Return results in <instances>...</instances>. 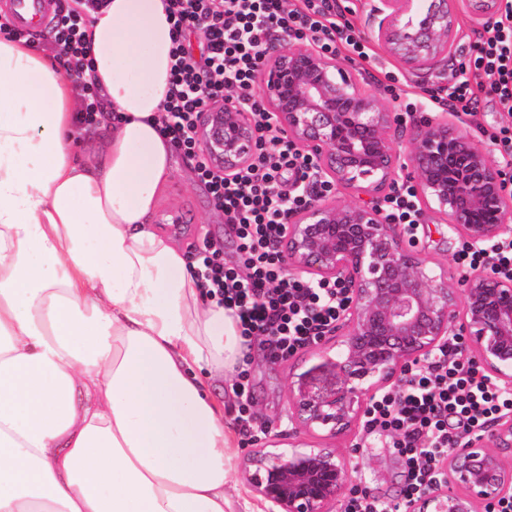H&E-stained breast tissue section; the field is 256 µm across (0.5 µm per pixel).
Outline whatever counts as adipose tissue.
<instances>
[{"label":"adipose tissue","mask_w":512,"mask_h":512,"mask_svg":"<svg viewBox=\"0 0 512 512\" xmlns=\"http://www.w3.org/2000/svg\"><path fill=\"white\" fill-rule=\"evenodd\" d=\"M85 37L107 116L83 159L72 79L0 39V512H236L210 387L245 339L151 223L165 0H109Z\"/></svg>","instance_id":"adipose-tissue-1"}]
</instances>
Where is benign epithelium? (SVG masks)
Here are the masks:
<instances>
[{
    "label": "benign epithelium",
    "instance_id": "1",
    "mask_svg": "<svg viewBox=\"0 0 512 512\" xmlns=\"http://www.w3.org/2000/svg\"><path fill=\"white\" fill-rule=\"evenodd\" d=\"M452 0H379L374 40L412 72L448 55L455 38ZM258 82L267 111L323 178L360 203L323 195L295 211L279 251L288 271L336 282L349 300L336 332L314 349L322 372L289 387L288 447L277 434L242 459L247 485L266 512H336L353 486L351 462L306 437L354 431L381 393L397 388L403 371L465 337L466 351L505 387H512V280L473 271L462 296L448 274L429 266L406 228L392 224L380 202L411 167L419 215L438 214L472 247L512 237V194L504 172L456 120L441 112L409 130L381 98L336 57L311 43L270 50ZM408 156L396 149L400 134ZM197 143L209 164L229 174L251 162L255 121L229 101L200 114ZM440 477L405 501L406 512H476L512 498V418L465 439L437 463Z\"/></svg>",
    "mask_w": 512,
    "mask_h": 512
}]
</instances>
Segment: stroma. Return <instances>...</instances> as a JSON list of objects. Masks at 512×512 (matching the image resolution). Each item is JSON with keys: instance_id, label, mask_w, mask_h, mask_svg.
Segmentation results:
<instances>
[{"instance_id": "stroma-1", "label": "stroma", "mask_w": 512, "mask_h": 512, "mask_svg": "<svg viewBox=\"0 0 512 512\" xmlns=\"http://www.w3.org/2000/svg\"><path fill=\"white\" fill-rule=\"evenodd\" d=\"M377 4L378 0H343L341 7L362 37L370 41L373 56L365 68L369 71L365 79L366 90L389 100L393 112L403 115L405 124L409 125L429 113L428 107L420 99L423 89L429 87L436 90L445 86L447 77L460 73L462 66L467 64L468 57L462 54L461 49L475 41L479 26L468 0H458L455 12L456 36L449 57L436 59L422 72L411 73L405 70L397 58L387 54L377 42L370 39L375 24L373 9ZM391 73L412 86L415 92L412 101L392 100L387 88V76ZM173 167V174L161 191L156 211L160 214L177 212L182 221L161 225V232L192 255L204 245H214L219 248L225 266H238L240 260L235 238L224 223L223 210L215 206L208 188L200 181L194 162L177 151L173 154ZM415 245L430 261L447 267L451 288L459 292L464 290L466 270L458 259L463 240L449 234L438 215L430 213L420 220ZM320 363L315 352L302 350L288 361L275 364L270 361L268 353L255 349L246 364L254 427L266 429L276 423L281 429H288V385L302 375L315 373ZM236 376V371L225 372V388L221 395L224 425L234 435L226 489L233 495L238 512H264L263 505L242 480L239 472L241 458L250 444L238 420L241 400L232 388ZM332 444L340 454L353 457L357 462L358 468L353 474L355 483L367 487L373 496L387 505L403 504L406 458L387 446L384 433L371 434L360 428L337 436Z\"/></svg>"}]
</instances>
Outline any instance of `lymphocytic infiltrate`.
Here are the masks:
<instances>
[{"mask_svg":"<svg viewBox=\"0 0 512 512\" xmlns=\"http://www.w3.org/2000/svg\"><path fill=\"white\" fill-rule=\"evenodd\" d=\"M175 34L170 89L161 130L176 149L196 162L199 178L223 210L237 238L242 269L226 267L218 249L199 252L198 277L207 295L233 312L244 336L259 337L272 353L293 355L330 332L348 300L344 288L288 275L278 243L288 216L312 196L327 192L315 159L276 125L256 90L255 75L269 51L285 40L314 41L324 52L348 49L359 61L371 56L343 14L339 0H166ZM108 0H73L51 26L64 66L80 87V112L95 122L101 94L85 73L91 68L84 28ZM203 42L200 56L186 47L187 35ZM471 76L434 96L438 109L474 115L492 97L509 118L490 136L505 166L512 168V0L482 26L470 48ZM230 98L250 112L259 129L252 162L225 176L212 170L195 138L200 112L210 101ZM470 268L512 279V239L475 249L463 246ZM512 413V390L504 389L473 361L461 337H451L425 363L410 365L397 390L379 395L365 420L367 431L387 432L405 455V496L419 494L438 477L436 461L471 433Z\"/></svg>","mask_w":512,"mask_h":512,"instance_id":"1","label":"lymphocytic infiltrate"}]
</instances>
